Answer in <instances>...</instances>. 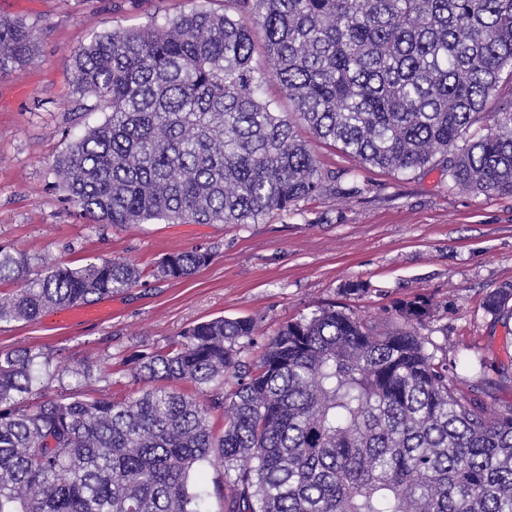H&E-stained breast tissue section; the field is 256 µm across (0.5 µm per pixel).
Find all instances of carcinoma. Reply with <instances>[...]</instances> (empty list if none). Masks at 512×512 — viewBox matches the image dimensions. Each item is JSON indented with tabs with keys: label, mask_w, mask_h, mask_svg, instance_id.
Returning a JSON list of instances; mask_svg holds the SVG:
<instances>
[{
	"label": "carcinoma",
	"mask_w": 512,
	"mask_h": 512,
	"mask_svg": "<svg viewBox=\"0 0 512 512\" xmlns=\"http://www.w3.org/2000/svg\"><path fill=\"white\" fill-rule=\"evenodd\" d=\"M261 32L292 103L262 98ZM34 37L0 19V70ZM80 94L105 113L56 160L66 201L94 222L255 224L327 189L295 125L365 165L441 168L452 187L512 196V0H224L162 25L108 32L73 56ZM494 112L480 136L469 129ZM163 255L183 280L210 260ZM30 272L0 248V284ZM119 259H44L0 291V322L136 286ZM482 307L512 318V286ZM433 300L385 330L336 306L283 324L253 356L252 318L185 329L131 370L135 395L47 397L48 365L0 354V512H208L202 465L224 463V512H512V405L488 406L420 332ZM441 355H436V352Z\"/></svg>",
	"instance_id": "1"
}]
</instances>
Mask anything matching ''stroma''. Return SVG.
Masks as SVG:
<instances>
[{
    "label": "stroma",
    "instance_id": "obj_1",
    "mask_svg": "<svg viewBox=\"0 0 512 512\" xmlns=\"http://www.w3.org/2000/svg\"><path fill=\"white\" fill-rule=\"evenodd\" d=\"M223 12L224 0H0V18L32 28L35 53L0 73V247L71 266L121 258L139 265L138 286L107 297L110 318L67 332L45 321L0 323V351L38 348L62 378L42 374L43 394L78 390V371L99 375L119 399L130 369L186 327L224 316L254 318L256 345L285 322L346 308L380 327L418 296L434 302L422 335L448 347L454 376L487 403L512 404V321H495L486 294L512 285V196L451 188L438 169L393 174L363 167L308 140L336 181L323 195L256 224H125L102 227L66 203L56 159L86 127L103 121L76 92L71 59L97 35L160 25L193 10ZM203 246L208 264L190 278L160 281L165 254ZM492 377V386L482 383Z\"/></svg>",
    "mask_w": 512,
    "mask_h": 512
}]
</instances>
